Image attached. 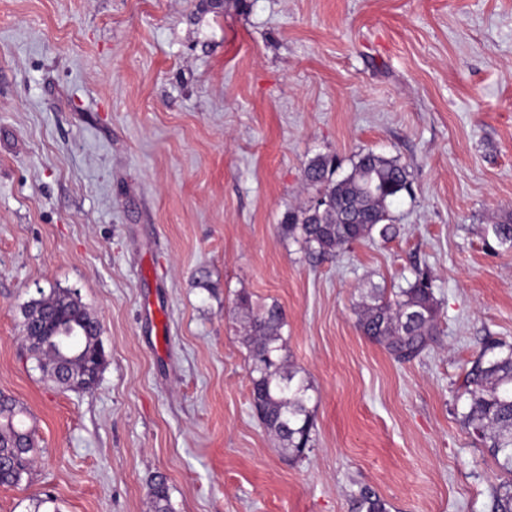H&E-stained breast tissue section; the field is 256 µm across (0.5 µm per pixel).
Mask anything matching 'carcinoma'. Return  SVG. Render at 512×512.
<instances>
[{
    "label": "carcinoma",
    "mask_w": 512,
    "mask_h": 512,
    "mask_svg": "<svg viewBox=\"0 0 512 512\" xmlns=\"http://www.w3.org/2000/svg\"><path fill=\"white\" fill-rule=\"evenodd\" d=\"M335 175L336 165L327 156L308 163L304 177L321 206H310L299 214L288 212L280 225L282 235L300 243L312 257L334 256L376 235L384 241L394 239L397 228L388 223V205L411 187L407 168L394 158L367 151L358 155L349 174L340 179ZM238 304L246 312L242 342L248 351L252 410L276 436L282 452L299 457L312 441L314 422L308 407L312 385L282 356L284 311L276 303L255 309L245 294L239 296ZM439 315L431 281L418 274L405 287L372 289L360 305L357 325L395 359L405 361L436 340ZM32 317L44 322V335L25 337L30 353L55 384L72 388L69 375L82 371L86 359L75 357V352L45 334L55 329L61 317L81 323L79 349L94 360L102 350L99 321L68 290H53L32 301L25 318ZM492 348L498 352L489 358L480 355L466 373L468 411L463 422L500 467L512 474V346L494 344ZM21 413L14 399L0 395V486H18L30 471L35 441L31 431L15 424ZM148 495L153 512H173L165 477L150 480ZM355 512L388 510L384 500L362 491L355 497ZM491 512H512V481L495 489Z\"/></svg>",
    "instance_id": "obj_1"
}]
</instances>
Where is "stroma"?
Segmentation results:
<instances>
[{"label": "stroma", "mask_w": 512, "mask_h": 512, "mask_svg": "<svg viewBox=\"0 0 512 512\" xmlns=\"http://www.w3.org/2000/svg\"><path fill=\"white\" fill-rule=\"evenodd\" d=\"M406 166L399 235L309 257L279 226L307 164ZM512 0H0V394L35 431L0 512H490L511 476L469 436L464 376L512 345ZM432 280L438 336L395 360L357 328L373 288ZM78 292L106 364L71 391L22 339ZM278 303L310 381L286 459L250 406L244 311ZM148 495L154 512H173L170 502L169 487L165 477L155 475L149 482Z\"/></svg>", "instance_id": "1"}]
</instances>
